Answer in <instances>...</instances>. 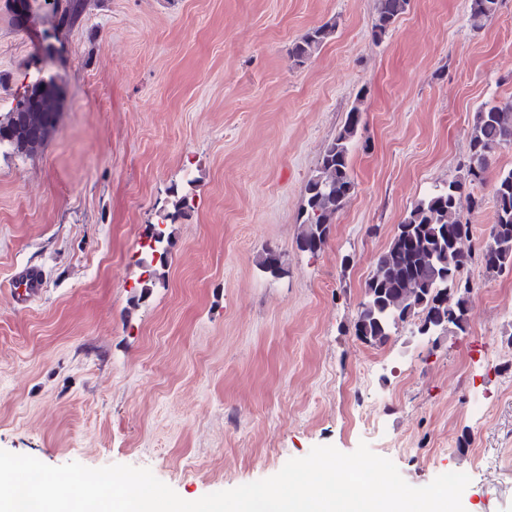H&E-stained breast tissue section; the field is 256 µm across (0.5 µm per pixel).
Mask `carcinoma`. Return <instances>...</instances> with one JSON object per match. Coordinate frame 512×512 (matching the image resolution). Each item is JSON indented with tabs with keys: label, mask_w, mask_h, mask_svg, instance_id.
Here are the masks:
<instances>
[{
	"label": "carcinoma",
	"mask_w": 512,
	"mask_h": 512,
	"mask_svg": "<svg viewBox=\"0 0 512 512\" xmlns=\"http://www.w3.org/2000/svg\"><path fill=\"white\" fill-rule=\"evenodd\" d=\"M469 21L481 29L498 12L501 0H469ZM411 0H377L372 35L382 41L410 8ZM336 33V23L327 21L313 27L290 49L294 63L301 65L320 51ZM59 95L52 78L38 77L28 86L7 123L0 122V143L14 151L31 154L21 136L3 133L4 125H13L15 116L34 102ZM362 109L356 105L347 113L338 135L325 147L316 174L305 186L304 220L297 237L298 247L312 255L327 244L331 224L356 190L350 168V145L361 126ZM512 147V100L484 104L475 113L469 137V151L463 176L420 199L405 216L387 247L378 255L372 276L364 288L354 323L355 335L370 345H383L403 323L416 327L418 334L432 336L451 330L467 331V312L472 287L463 271L472 254L463 244L474 236V225L464 212L482 208L484 197L474 187L486 182L496 154ZM494 222L480 243L477 261L490 276L512 268V169L496 174L493 189ZM149 245L140 264L156 275L166 266L170 244L167 229L151 225ZM159 257H154V253ZM282 256L267 249L260 266L276 275L282 271Z\"/></svg>",
	"instance_id": "1"
}]
</instances>
